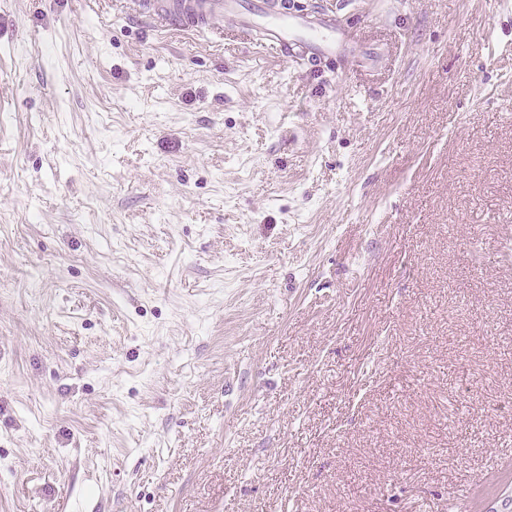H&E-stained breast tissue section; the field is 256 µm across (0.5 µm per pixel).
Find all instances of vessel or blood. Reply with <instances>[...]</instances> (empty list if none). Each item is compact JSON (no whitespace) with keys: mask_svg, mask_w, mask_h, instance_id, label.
<instances>
[{"mask_svg":"<svg viewBox=\"0 0 512 512\" xmlns=\"http://www.w3.org/2000/svg\"><path fill=\"white\" fill-rule=\"evenodd\" d=\"M152 16L173 29L196 28L224 17L237 20L249 39L285 58L307 61L311 70L345 55L348 38L329 19L306 20L292 0L267 7L262 0H154Z\"/></svg>","mask_w":512,"mask_h":512,"instance_id":"b4317fda","label":"vessel or blood"}]
</instances>
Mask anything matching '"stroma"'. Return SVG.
I'll use <instances>...</instances> for the list:
<instances>
[{"label": "stroma", "mask_w": 512, "mask_h": 512, "mask_svg": "<svg viewBox=\"0 0 512 512\" xmlns=\"http://www.w3.org/2000/svg\"><path fill=\"white\" fill-rule=\"evenodd\" d=\"M299 2L0 0V512L512 501V0ZM153 1L149 16L171 29L201 28L233 17L249 40H259L283 58L305 60L314 72L323 62L345 55L351 42L331 19L306 20L291 0H279L273 9L262 3L264 0Z\"/></svg>", "instance_id": "1"}]
</instances>
